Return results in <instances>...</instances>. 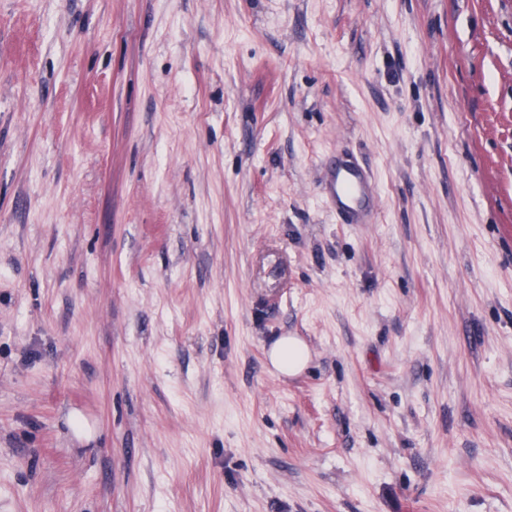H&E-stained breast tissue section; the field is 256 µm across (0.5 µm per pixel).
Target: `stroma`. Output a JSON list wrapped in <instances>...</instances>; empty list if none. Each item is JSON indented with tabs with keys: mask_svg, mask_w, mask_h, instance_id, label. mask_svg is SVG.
Segmentation results:
<instances>
[{
	"mask_svg": "<svg viewBox=\"0 0 512 512\" xmlns=\"http://www.w3.org/2000/svg\"><path fill=\"white\" fill-rule=\"evenodd\" d=\"M0 512H512V0H0ZM327 198L345 224H368L377 190L365 168L345 153L327 169ZM269 359L278 373L285 376L294 375L304 367L307 350L297 338L284 336L270 349Z\"/></svg>",
	"mask_w": 512,
	"mask_h": 512,
	"instance_id": "stroma-1",
	"label": "stroma"
}]
</instances>
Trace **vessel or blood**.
<instances>
[{
  "label": "vessel or blood",
  "mask_w": 512,
  "mask_h": 512,
  "mask_svg": "<svg viewBox=\"0 0 512 512\" xmlns=\"http://www.w3.org/2000/svg\"><path fill=\"white\" fill-rule=\"evenodd\" d=\"M327 198L347 224H365L377 206V190L365 168L351 155L327 170Z\"/></svg>",
  "instance_id": "b4317fda"
}]
</instances>
